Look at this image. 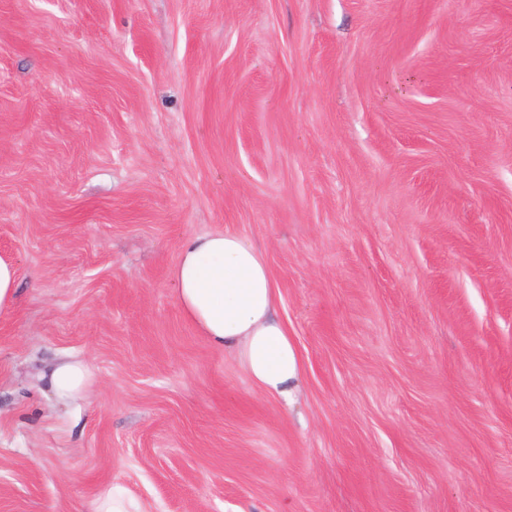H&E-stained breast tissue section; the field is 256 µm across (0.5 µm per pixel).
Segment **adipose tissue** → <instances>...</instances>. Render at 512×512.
<instances>
[{"mask_svg": "<svg viewBox=\"0 0 512 512\" xmlns=\"http://www.w3.org/2000/svg\"><path fill=\"white\" fill-rule=\"evenodd\" d=\"M173 278L183 315L209 343L233 354L265 394L291 400L299 356L278 317V290L258 249L227 232L189 237ZM92 382V371L79 360L60 362L49 374L62 399L80 397Z\"/></svg>", "mask_w": 512, "mask_h": 512, "instance_id": "obj_1", "label": "adipose tissue"}]
</instances>
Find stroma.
Wrapping results in <instances>:
<instances>
[{"label":"stroma","instance_id":"1","mask_svg":"<svg viewBox=\"0 0 512 512\" xmlns=\"http://www.w3.org/2000/svg\"><path fill=\"white\" fill-rule=\"evenodd\" d=\"M224 231L291 403L179 309ZM0 256V512H512V0H0ZM17 268L12 260L0 257V309L13 306L18 295ZM92 371L80 360L58 363L49 374V383L61 399H76L84 394L93 382ZM91 512H144L140 504L128 497L125 489L112 485L96 501L95 510Z\"/></svg>","mask_w":512,"mask_h":512}]
</instances>
